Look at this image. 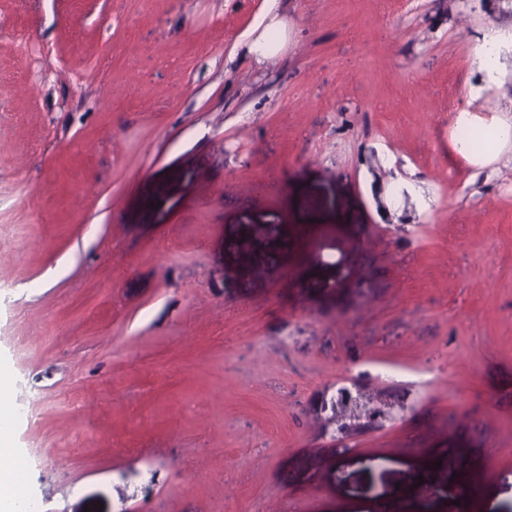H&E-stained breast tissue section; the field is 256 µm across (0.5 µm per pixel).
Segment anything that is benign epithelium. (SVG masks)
<instances>
[{
	"label": "benign epithelium",
	"instance_id": "1",
	"mask_svg": "<svg viewBox=\"0 0 512 512\" xmlns=\"http://www.w3.org/2000/svg\"><path fill=\"white\" fill-rule=\"evenodd\" d=\"M407 409L403 401L391 400L384 409L374 406L362 382L355 379L349 386L336 388L331 396L330 422L335 426L336 442L347 448L356 437L395 422Z\"/></svg>",
	"mask_w": 512,
	"mask_h": 512
}]
</instances>
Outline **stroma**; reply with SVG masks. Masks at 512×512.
Returning <instances> with one entry per match:
<instances>
[{"label": "stroma", "instance_id": "obj_1", "mask_svg": "<svg viewBox=\"0 0 512 512\" xmlns=\"http://www.w3.org/2000/svg\"><path fill=\"white\" fill-rule=\"evenodd\" d=\"M510 34L489 0H0V397L38 404L0 467L24 494L512 512V138L459 156L452 121L512 122V48L476 66ZM350 374L414 408L344 449L320 408ZM466 464L475 502L448 487ZM281 29L278 22H271L251 44L250 49L258 58L257 62L263 63L279 50Z\"/></svg>", "mask_w": 512, "mask_h": 512}]
</instances>
